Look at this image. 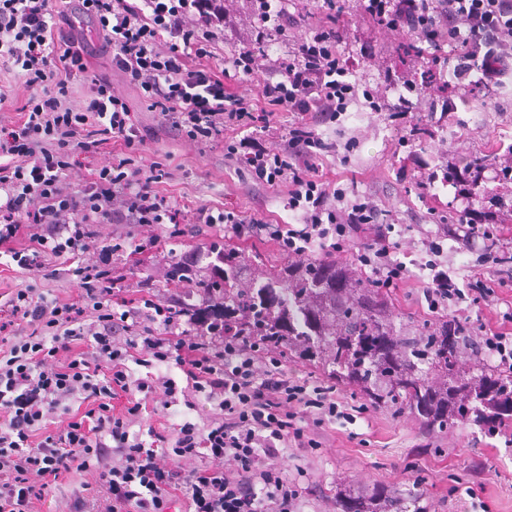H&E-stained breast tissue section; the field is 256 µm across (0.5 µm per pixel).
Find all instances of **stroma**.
<instances>
[{
    "label": "stroma",
    "instance_id": "stroma-1",
    "mask_svg": "<svg viewBox=\"0 0 512 512\" xmlns=\"http://www.w3.org/2000/svg\"><path fill=\"white\" fill-rule=\"evenodd\" d=\"M254 0H232L224 29V44L255 43L260 24ZM343 46L361 87L378 91L381 110L358 98L347 112L321 125L319 136L334 149L320 160L324 180L344 179L348 199H371L381 210L382 223L392 225L393 259L407 272L389 289L396 323H439L456 315L472 325L473 343L486 336L511 332L512 265L495 264V257L512 254V182L499 181L488 170L482 186L449 180L472 156L495 151L498 167L512 165V83L492 91L486 104L464 106L451 92L454 75L426 93L407 91L406 84L421 78L423 59L404 56L401 32L382 28L356 15L346 27ZM92 72L107 74L113 87L128 102L138 121L156 135L137 163L166 162L170 179L162 193L177 207L224 206L243 215H260L271 224H297L300 212L288 207L286 189L260 188L246 171L224 157L223 141L198 146L160 126L138 88L114 74L107 58L91 62ZM407 111H399L400 102ZM353 151H346L349 140ZM429 184L420 190L418 181ZM469 211L472 224L457 223ZM491 236L493 249L459 247L464 232ZM445 237L438 262L460 289L471 275L483 273L495 295L475 304L469 297L451 301L446 310L430 312L419 280L428 258V243L435 234ZM158 247L113 258L114 273L122 285L140 287L142 295L173 296L164 275L174 261L189 260L195 246L215 241L243 251L247 259L267 265L283 264L287 254L269 235L234 234L231 227L202 228L196 236L170 237L160 231ZM320 435L323 448H285L282 461L289 480L299 489L298 512H336L332 496L339 489L370 492L379 488L420 493L424 512H512V427L488 437L473 425L458 427L426 439L410 414L369 409L356 418L327 422Z\"/></svg>",
    "mask_w": 512,
    "mask_h": 512
}]
</instances>
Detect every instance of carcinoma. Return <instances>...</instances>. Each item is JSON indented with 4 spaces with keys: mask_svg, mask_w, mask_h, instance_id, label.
<instances>
[{
    "mask_svg": "<svg viewBox=\"0 0 512 512\" xmlns=\"http://www.w3.org/2000/svg\"><path fill=\"white\" fill-rule=\"evenodd\" d=\"M209 277L192 276L191 264H172L170 284L192 285L198 313L221 333L234 330L281 355L295 351L354 388L372 407L409 413L426 438L474 424L492 436L512 421V368L465 374L457 350L470 342V327L448 333V322H423L414 333L395 329L386 315L382 287L334 260L275 266L264 280H246L240 253L216 242L197 246ZM466 418H459L463 407ZM420 494H338L336 512H423Z\"/></svg>",
    "mask_w": 512,
    "mask_h": 512,
    "instance_id": "obj_1",
    "label": "carcinoma"
}]
</instances>
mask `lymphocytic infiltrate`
Here are the masks:
<instances>
[{"mask_svg":"<svg viewBox=\"0 0 512 512\" xmlns=\"http://www.w3.org/2000/svg\"><path fill=\"white\" fill-rule=\"evenodd\" d=\"M0 0V71L22 78L30 95L18 121L0 123V248L21 272L35 274L65 259L78 286L72 298H47L30 284L0 302V512H38L63 480L85 476L92 497L66 512H296L299 491L281 465V450L307 444L306 422L339 417L336 390L289 377L275 351L228 331L217 335L182 301L157 297L114 311L117 289L91 249L113 256L123 244L96 246L95 225L136 224L155 238L181 212L158 184L159 161L122 158L99 166L78 189L67 177L79 157L99 150L101 136L137 151L147 135L110 80L90 73L104 55L137 86L152 111L189 141L223 139L224 155L256 184L288 188L301 226L270 228L236 210L195 208L190 221L271 231L289 256L309 255L315 241L336 251L363 246L357 259L389 288L404 275L390 258L381 211L369 200L345 204L344 189L324 181L318 162L329 146L316 121L346 111L358 92L340 49L348 0H315L321 18L300 37L293 56L268 62L260 49L231 50L217 69L224 40V0ZM378 25L406 28L403 49L424 54L440 41L451 58L433 56L428 74L476 72L462 88L467 102L512 81V0H364ZM98 26L97 38L85 30ZM254 78L263 108L227 93L230 77ZM81 86L79 106L69 104ZM300 116L284 147L266 139L275 110ZM262 136L251 135L252 127ZM170 364L185 386L164 375L134 377L131 367ZM125 397L123 408L114 401ZM211 403L203 424L132 427L149 403Z\"/></svg>","mask_w":512,"mask_h":512,"instance_id":"obj_1","label":"lymphocytic infiltrate"}]
</instances>
